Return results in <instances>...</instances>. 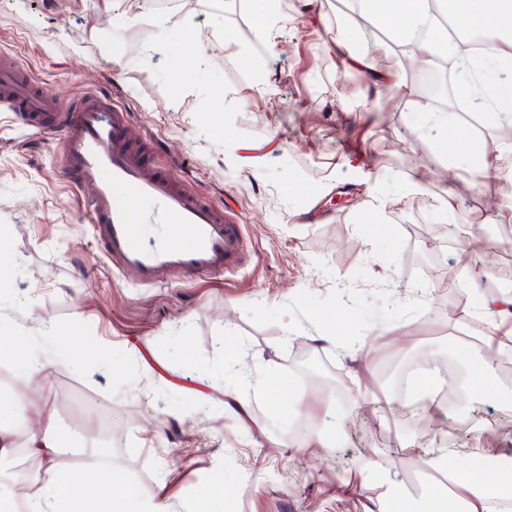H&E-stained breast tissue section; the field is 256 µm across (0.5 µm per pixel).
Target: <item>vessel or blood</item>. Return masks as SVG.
I'll return each instance as SVG.
<instances>
[{
  "mask_svg": "<svg viewBox=\"0 0 512 512\" xmlns=\"http://www.w3.org/2000/svg\"><path fill=\"white\" fill-rule=\"evenodd\" d=\"M0 103L29 122L62 117L61 164L90 206L104 254L126 280L151 285L175 269L204 276L240 264V225L187 193L173 165L157 168L147 152L134 148L128 136L131 115L111 95L90 92L77 104L66 103L5 58L0 60ZM144 224H167L172 232L163 244H148L140 234ZM183 236L192 239V248L180 245Z\"/></svg>",
  "mask_w": 512,
  "mask_h": 512,
  "instance_id": "vessel-or-blood-1",
  "label": "vessel or blood"
}]
</instances>
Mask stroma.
<instances>
[{
    "mask_svg": "<svg viewBox=\"0 0 512 512\" xmlns=\"http://www.w3.org/2000/svg\"><path fill=\"white\" fill-rule=\"evenodd\" d=\"M339 7L286 0L268 42L255 34L251 0L164 9L114 0L107 13L97 0H0V57L65 101L111 90L132 116V139L153 138L186 189L243 230L246 260L232 273L125 281L63 172L60 132L0 107V235L16 251L6 276L25 294L10 314L27 327L52 323L59 336L29 395L73 437L92 435L108 413L114 469L168 512H196L219 484L222 512H361L388 472L412 494L429 492L421 460L440 449L455 466L512 457V385L481 384L480 362L464 365L462 404L426 430L413 400L376 410L357 395L384 387L383 369L450 358L449 337L467 331L431 318L462 292L463 280L446 273L460 271L476 237L493 243L482 280L498 285L500 263L512 259V191L463 164L437 180L450 139L481 136L489 160L499 159L496 125L433 123L416 97L348 68L336 28L359 19H341ZM412 178L418 186L403 190ZM448 193L457 201L449 217ZM338 194L352 205H332ZM488 199L501 214L494 223ZM448 222L453 240L437 239L435 225ZM331 312L363 352L318 345ZM76 334L118 346L125 371L71 366L64 351ZM223 348L243 375V419L224 408ZM300 351L350 387L346 405L306 374ZM269 364L299 406L273 407L247 383ZM322 434L330 447H320ZM342 481L361 486V498H337Z\"/></svg>",
    "mask_w": 512,
    "mask_h": 512,
    "instance_id": "stroma-1",
    "label": "stroma"
}]
</instances>
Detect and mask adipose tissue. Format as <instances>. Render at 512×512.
Instances as JSON below:
<instances>
[{"label": "adipose tissue", "mask_w": 512, "mask_h": 512, "mask_svg": "<svg viewBox=\"0 0 512 512\" xmlns=\"http://www.w3.org/2000/svg\"><path fill=\"white\" fill-rule=\"evenodd\" d=\"M359 14L370 28L388 34L403 56L432 64L446 56L449 31L479 35L496 48L462 56L461 78L468 81L476 110L496 115L501 100H512V0H357ZM9 314L0 315V356L16 364L15 378L24 385L39 374L30 347L18 334ZM27 448L44 458L41 470L29 478L32 512H142L140 501L122 493L123 479L111 466L76 469L66 454L71 445L53 416H36L27 430ZM426 468L443 471L449 494H409L388 481L384 492L363 512H495L496 501H512V464L448 466L445 459H424Z\"/></svg>", "instance_id": "1"}]
</instances>
